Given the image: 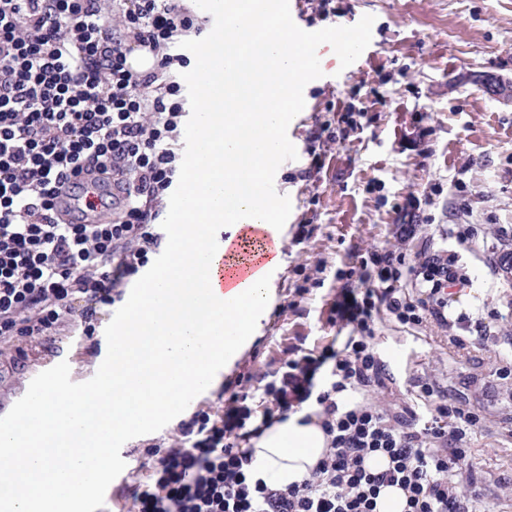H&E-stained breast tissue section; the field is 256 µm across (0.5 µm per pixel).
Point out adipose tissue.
<instances>
[{
  "label": "adipose tissue",
  "instance_id": "1",
  "mask_svg": "<svg viewBox=\"0 0 512 512\" xmlns=\"http://www.w3.org/2000/svg\"><path fill=\"white\" fill-rule=\"evenodd\" d=\"M218 7L224 26L192 73L201 145L167 205L176 229L166 262L114 329L111 376L79 395L45 384L27 407L26 432L0 426V512H84L112 472L115 447L172 421L188 396L230 371L269 306L280 248L258 247L254 271L238 282L220 274L240 265L249 229L274 223L264 174L282 155L277 132L297 108L302 59L322 44L290 32L267 0ZM225 222L232 245L217 253L213 232ZM252 445L259 477L285 486L321 457L326 436L297 414Z\"/></svg>",
  "mask_w": 512,
  "mask_h": 512
}]
</instances>
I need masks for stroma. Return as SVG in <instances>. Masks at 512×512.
<instances>
[{"instance_id": "obj_1", "label": "stroma", "mask_w": 512, "mask_h": 512, "mask_svg": "<svg viewBox=\"0 0 512 512\" xmlns=\"http://www.w3.org/2000/svg\"><path fill=\"white\" fill-rule=\"evenodd\" d=\"M335 19L314 18L306 0L288 7V24L307 36L336 26L356 29L360 59L350 65L312 61L297 86L301 101L278 136L288 150L269 172L267 191L283 207L282 263L272 276L273 299L261 328L231 374L191 396L178 422L132 437L121 462L127 481L111 497L94 496L86 512H131L129 484L140 477L145 449L167 448L179 421L224 403V389L246 374L274 369L295 347L345 345L349 327L331 324L335 297L359 289L358 278L338 277L359 256L388 249L413 260L443 225L478 224L473 250L461 257L472 284L461 298L466 312L505 311L512 271L476 257L483 250L512 253V107L476 83L479 74L512 77V0H336ZM363 109L360 126L342 132L330 103ZM321 168H310L312 156ZM461 176L469 206L456 208ZM310 277L309 294L295 287ZM128 301L105 307L94 335L68 325L57 335L83 387L106 351L101 336L123 318ZM377 348L392 383L371 391L378 406L408 399L415 379L463 392L485 420L473 436L470 462L482 489L481 512H512V378L498 379L500 356L512 354V314L494 336L457 352L434 323L405 327L380 317ZM47 351L23 339L0 345V412L28 384Z\"/></svg>"}]
</instances>
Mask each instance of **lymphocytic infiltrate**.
<instances>
[{
  "mask_svg": "<svg viewBox=\"0 0 512 512\" xmlns=\"http://www.w3.org/2000/svg\"><path fill=\"white\" fill-rule=\"evenodd\" d=\"M199 32L184 0H0L1 340L51 342L70 320L93 335L101 310L161 247L159 203L182 167L175 71L186 61L172 48ZM135 46L149 48L150 70L129 67ZM81 175L111 183L112 220L90 199L89 219H70L61 197ZM479 232L449 225L445 242H426L412 262L383 249L361 258L364 290L334 307L352 326L343 351L330 343L243 377L221 409L181 423L168 448L146 450L129 492L135 512H377L394 485L404 512H477L466 442L480 412L420 379L410 405L382 408L362 394L388 379L375 346L380 315L491 335L500 312H452L470 282L454 248ZM311 401L322 456L297 482L256 478L247 440ZM375 454L387 469L366 467Z\"/></svg>",
  "mask_w": 512,
  "mask_h": 512,
  "instance_id": "obj_1",
  "label": "lymphocytic infiltrate"
}]
</instances>
